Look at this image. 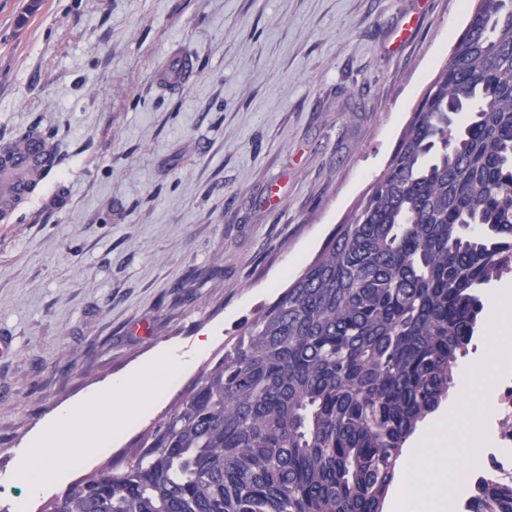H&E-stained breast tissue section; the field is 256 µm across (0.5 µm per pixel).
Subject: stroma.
Returning a JSON list of instances; mask_svg holds the SVG:
<instances>
[{
    "label": "stroma",
    "instance_id": "1",
    "mask_svg": "<svg viewBox=\"0 0 512 512\" xmlns=\"http://www.w3.org/2000/svg\"><path fill=\"white\" fill-rule=\"evenodd\" d=\"M469 0H0V142L58 165L0 217V512L42 425L169 349L163 401L67 467L131 457L347 217L462 32ZM416 19L411 40L396 43ZM194 72H161L178 55ZM148 323L149 335L131 327ZM207 339L198 350V339ZM37 140L48 143L51 149L46 160L48 162L47 168H45L38 177L30 183L28 193H31L36 189L44 179L47 172L52 169V164L56 160V147L51 142V136L45 134L38 125L34 124L20 130L10 141L6 142L3 146H0V162L2 164L3 156L5 154L8 153L10 155L15 151L28 148L31 144L36 143Z\"/></svg>",
    "mask_w": 512,
    "mask_h": 512
}]
</instances>
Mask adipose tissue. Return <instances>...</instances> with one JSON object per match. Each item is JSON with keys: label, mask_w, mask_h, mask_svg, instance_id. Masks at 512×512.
<instances>
[{"label": "adipose tissue", "mask_w": 512, "mask_h": 512, "mask_svg": "<svg viewBox=\"0 0 512 512\" xmlns=\"http://www.w3.org/2000/svg\"><path fill=\"white\" fill-rule=\"evenodd\" d=\"M486 306L498 333L490 337L482 364L461 373V402L449 408L447 422L433 425L420 447L408 453L389 500V512H453L457 493L469 475L464 460L480 451L474 438L481 427L480 406L474 396L492 386L496 369L512 362V292L505 290L488 298ZM181 367L174 354H161L60 412L37 433L31 455L16 473L17 480L34 495L60 481L62 469L56 460L60 449L76 450L84 459L106 449L110 434L161 403Z\"/></svg>", "instance_id": "obj_1"}]
</instances>
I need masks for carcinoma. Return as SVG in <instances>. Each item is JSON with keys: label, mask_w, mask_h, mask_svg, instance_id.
<instances>
[{"label": "carcinoma", "mask_w": 512, "mask_h": 512, "mask_svg": "<svg viewBox=\"0 0 512 512\" xmlns=\"http://www.w3.org/2000/svg\"><path fill=\"white\" fill-rule=\"evenodd\" d=\"M386 169L318 256L224 344L120 467L44 512H383L418 425L448 399L512 273V0H472ZM469 114L463 125L457 115ZM42 141L38 125L0 146ZM465 512H512L478 484Z\"/></svg>", "instance_id": "carcinoma-1"}]
</instances>
